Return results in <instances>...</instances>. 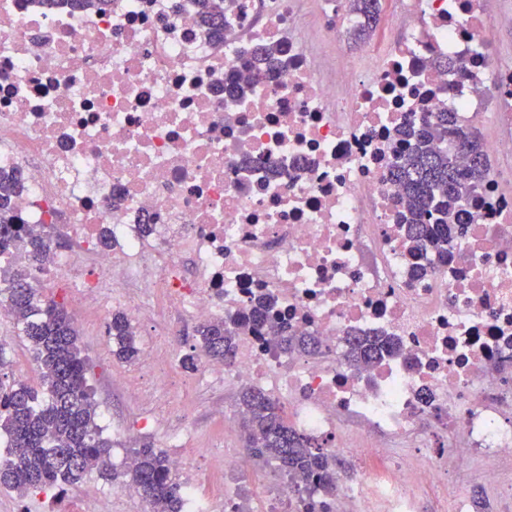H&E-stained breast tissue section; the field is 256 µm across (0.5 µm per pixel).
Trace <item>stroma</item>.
<instances>
[{
  "mask_svg": "<svg viewBox=\"0 0 512 512\" xmlns=\"http://www.w3.org/2000/svg\"><path fill=\"white\" fill-rule=\"evenodd\" d=\"M140 298L149 314L147 324L138 332L141 350L152 349L159 341V331L169 324L174 327L180 354L199 350L194 322L178 310L164 306L151 289H141ZM123 307V302L107 296L101 301L100 315L88 316L74 308L69 311L79 345L89 361L87 377L98 406V422L113 444L111 460L121 464L127 449L134 446L164 448L169 442L178 441L192 461L191 469L180 475L182 481L195 487L192 507L199 512H224V476L200 451L212 445L241 447L240 390L177 365L173 368L176 387L161 392L164 409L146 402L136 390L147 376L145 367L113 356L107 335L112 312ZM0 342L5 345L9 377L37 383V367L10 319H0ZM459 490L467 494L471 512H502L497 490L484 485L472 470L450 473L447 489L424 491L418 512H452L454 503L449 496ZM109 497L114 498L117 512L147 510L140 496L123 495L119 485L93 477L55 497L31 493L20 499L14 493L0 490V512H97L99 499Z\"/></svg>",
  "mask_w": 512,
  "mask_h": 512,
  "instance_id": "obj_1",
  "label": "stroma"
}]
</instances>
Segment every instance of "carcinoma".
<instances>
[{
	"mask_svg": "<svg viewBox=\"0 0 512 512\" xmlns=\"http://www.w3.org/2000/svg\"><path fill=\"white\" fill-rule=\"evenodd\" d=\"M48 9L69 4L77 9H104L110 0H41ZM201 21L219 33L224 0H196ZM351 10L363 18L357 36L377 21L380 0H351ZM414 140L390 171L406 198L410 239L430 241L439 252L448 251L456 225L468 223L464 202L475 195L489 170L482 139L474 128L456 125L451 112H438L417 131ZM24 189L18 170L0 171V262L12 266L13 252L24 249L41 267L51 258L45 239L27 233L15 212L12 197ZM0 304L8 306L18 336L26 343L39 370V387L9 380L0 372V488L24 496L30 491L58 490L84 481L92 473L105 481L121 477L152 505L153 512H184L186 493L173 471L168 452L144 445L126 449L125 462L111 461L112 440L97 423V405L88 385V363L78 346V334L64 305L46 300L32 286V268L22 267L0 278ZM244 323L229 315L221 321L198 325L201 351L213 359L232 358ZM112 354L125 362L140 353L134 328L125 314L112 313L107 326ZM348 358L354 365H371L393 343L376 338H348ZM282 350L310 352L311 338H293L281 330ZM244 447L252 459L268 464L278 475L303 473L311 479L309 491L330 495L335 491V456L293 427L280 402L260 387L240 396Z\"/></svg>",
	"mask_w": 512,
	"mask_h": 512,
	"instance_id": "1",
	"label": "carcinoma"
}]
</instances>
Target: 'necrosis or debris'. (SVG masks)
I'll list each match as a JSON object with an SVG mask.
<instances>
[{
  "label": "necrosis or debris",
  "instance_id": "4bbe7bcc",
  "mask_svg": "<svg viewBox=\"0 0 512 512\" xmlns=\"http://www.w3.org/2000/svg\"><path fill=\"white\" fill-rule=\"evenodd\" d=\"M224 0V28L200 27L194 0H111L108 10L48 11L0 0V170L25 173L15 209L34 233L69 246L39 280L64 278L74 303L93 290L163 289L200 322L235 314L249 328L232 365L207 376L267 387L298 431L359 455L333 496L307 477L267 485V512H416L417 487L485 465L502 487L512 462V180L488 171L447 256L416 246L389 172L401 126L434 112L473 126L497 116L488 156L512 158V66L482 40L486 0H398L372 49L350 53V0ZM277 47L273 69L256 51ZM450 67H443V60ZM246 96H231L235 85ZM316 337L315 354L278 351L250 325ZM389 336L399 352L353 367L346 339ZM434 418L452 453L435 445ZM423 454L397 460L404 438Z\"/></svg>",
  "mask_w": 512,
  "mask_h": 512
}]
</instances>
